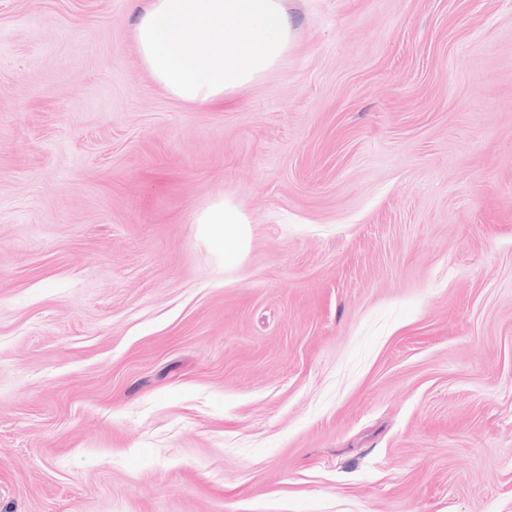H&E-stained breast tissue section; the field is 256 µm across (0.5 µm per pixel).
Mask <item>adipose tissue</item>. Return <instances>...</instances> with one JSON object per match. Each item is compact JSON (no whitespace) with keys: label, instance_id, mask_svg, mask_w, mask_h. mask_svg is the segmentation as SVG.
Listing matches in <instances>:
<instances>
[{"label":"adipose tissue","instance_id":"1","mask_svg":"<svg viewBox=\"0 0 512 512\" xmlns=\"http://www.w3.org/2000/svg\"><path fill=\"white\" fill-rule=\"evenodd\" d=\"M293 32L286 0H149L135 24L153 81L198 107L223 103L276 68Z\"/></svg>","mask_w":512,"mask_h":512}]
</instances>
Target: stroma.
Segmentation results:
<instances>
[{
  "instance_id": "35a3bbf8",
  "label": "stroma",
  "mask_w": 512,
  "mask_h": 512,
  "mask_svg": "<svg viewBox=\"0 0 512 512\" xmlns=\"http://www.w3.org/2000/svg\"><path fill=\"white\" fill-rule=\"evenodd\" d=\"M144 2L0 0V512H512V0H289L213 108Z\"/></svg>"
}]
</instances>
